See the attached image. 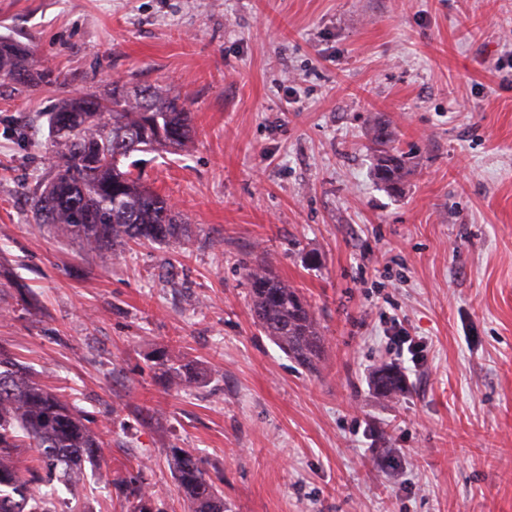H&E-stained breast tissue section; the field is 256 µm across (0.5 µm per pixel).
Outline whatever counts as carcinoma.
Here are the masks:
<instances>
[{"label":"carcinoma","instance_id":"obj_1","mask_svg":"<svg viewBox=\"0 0 512 512\" xmlns=\"http://www.w3.org/2000/svg\"><path fill=\"white\" fill-rule=\"evenodd\" d=\"M28 44L0 36V79L35 87L47 75L33 70ZM191 112L180 96L147 85L130 88L121 79L104 93L86 91L63 100L47 114L58 162L29 196L38 223L84 249L169 243L186 232L173 207L143 186L133 169L136 153L183 150L191 140ZM374 178L392 193L403 190L410 158L395 146L391 131L377 130ZM250 308L261 331L288 357L317 369L321 336L313 309L298 288L257 260L241 261ZM156 365L167 387L178 391L199 378L182 351L164 347ZM377 394L391 398L405 387L394 367L375 371ZM100 440L66 396L37 382L25 365L0 351V512H65L77 498L85 466L96 467ZM168 462L189 512H227L224 495L205 461L189 448H172ZM126 512H158L142 475L125 480Z\"/></svg>","mask_w":512,"mask_h":512}]
</instances>
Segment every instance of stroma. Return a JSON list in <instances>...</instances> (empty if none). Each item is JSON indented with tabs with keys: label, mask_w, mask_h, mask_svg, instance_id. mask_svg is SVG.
Segmentation results:
<instances>
[{
	"label": "stroma",
	"mask_w": 512,
	"mask_h": 512,
	"mask_svg": "<svg viewBox=\"0 0 512 512\" xmlns=\"http://www.w3.org/2000/svg\"><path fill=\"white\" fill-rule=\"evenodd\" d=\"M0 35L56 78L0 81V348L74 400L101 467L142 472L160 512H187L174 446L229 512H512V0H0ZM116 76L179 92L194 127L138 156L187 237L118 258L27 198L47 112ZM380 120L413 155L397 195L372 176ZM248 254L311 303L319 373L255 324ZM166 345L197 383L167 388ZM83 484L75 512H120L122 484ZM389 340L395 345L400 355H404V347L407 345L406 350L411 355V362L416 365L418 362V356L422 352L421 344L419 340H416L412 336H409L405 329L401 327H394L393 335L390 336ZM375 387L379 396L391 398L403 392L405 380L402 373L396 368L379 367L375 371Z\"/></svg>",
	"instance_id": "35a3bbf8"
}]
</instances>
